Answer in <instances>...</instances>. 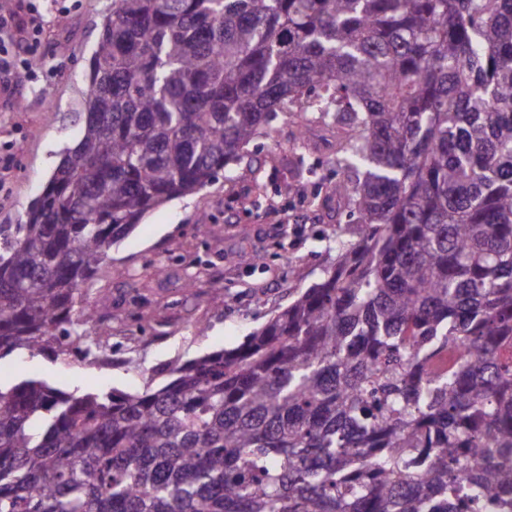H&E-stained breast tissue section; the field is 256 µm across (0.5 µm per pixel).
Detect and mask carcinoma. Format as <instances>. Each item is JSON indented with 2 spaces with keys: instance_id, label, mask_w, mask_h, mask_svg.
Wrapping results in <instances>:
<instances>
[{
  "instance_id": "1",
  "label": "carcinoma",
  "mask_w": 512,
  "mask_h": 512,
  "mask_svg": "<svg viewBox=\"0 0 512 512\" xmlns=\"http://www.w3.org/2000/svg\"><path fill=\"white\" fill-rule=\"evenodd\" d=\"M81 100L0 224V359L104 352L112 246L280 113L363 235L157 389L0 388V512H512V0H112Z\"/></svg>"
}]
</instances>
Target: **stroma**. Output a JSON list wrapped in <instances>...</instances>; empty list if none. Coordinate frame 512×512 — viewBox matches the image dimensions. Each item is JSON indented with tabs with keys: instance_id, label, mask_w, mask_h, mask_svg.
<instances>
[{
	"instance_id": "obj_1",
	"label": "stroma",
	"mask_w": 512,
	"mask_h": 512,
	"mask_svg": "<svg viewBox=\"0 0 512 512\" xmlns=\"http://www.w3.org/2000/svg\"><path fill=\"white\" fill-rule=\"evenodd\" d=\"M112 0H11L8 47L19 74H0V224L20 223L81 125L82 79ZM336 134L300 136L281 114L198 194L151 212L112 249L98 310L112 320V362L11 355L0 386L29 376L73 392L139 391L165 383L158 369L241 345L317 281L338 241L356 242L358 218L333 187ZM221 239L222 252L210 250ZM164 264L154 276L151 264ZM194 290H186L188 279Z\"/></svg>"
}]
</instances>
